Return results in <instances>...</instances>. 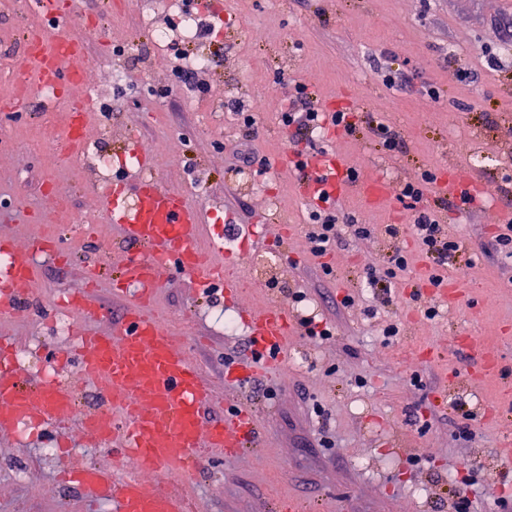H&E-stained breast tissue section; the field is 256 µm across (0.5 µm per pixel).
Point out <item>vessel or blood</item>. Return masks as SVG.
Listing matches in <instances>:
<instances>
[{
    "mask_svg": "<svg viewBox=\"0 0 512 512\" xmlns=\"http://www.w3.org/2000/svg\"><path fill=\"white\" fill-rule=\"evenodd\" d=\"M33 11L62 32L40 61L42 85L59 90L83 83L73 63L82 45L67 32L61 0H34ZM314 176L303 187L308 201L317 189L335 192L340 164L335 157L317 155L310 160ZM102 208L121 237L137 245L124 260L122 280L114 293L126 303L124 317L111 333L99 332L90 321L100 308L85 290L67 300L83 321L71 355L79 373L96 384L112 409L88 416V433L118 448L120 457L133 458L136 469L122 473L85 467L74 481L91 496L112 504V512H191L188 498L170 491L147 490L142 472L163 470L183 476L198 465L199 451L217 448L228 454L248 447L259 426L251 409L237 408L230 419L203 425L202 414L214 395L201 371L179 349L172 322L154 312L151 300L160 288V274L170 268L193 271L201 287L243 293L232 263L200 264L194 241L201 213L185 194L163 187L155 177L140 180L133 192L117 181ZM36 268L18 255L12 238L0 235V321L20 315L17 302L34 288ZM257 353L279 357L286 339L298 329L296 317L281 304H271L250 315L244 324ZM75 404L72 388L48 381L21 390L11 351L0 344V429L22 423L57 427L64 424Z\"/></svg>",
    "mask_w": 512,
    "mask_h": 512,
    "instance_id": "obj_1",
    "label": "vessel or blood"
}]
</instances>
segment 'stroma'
<instances>
[{
  "mask_svg": "<svg viewBox=\"0 0 512 512\" xmlns=\"http://www.w3.org/2000/svg\"><path fill=\"white\" fill-rule=\"evenodd\" d=\"M68 2L72 27L100 32L84 43L87 149L73 157L63 134L71 101L45 102L27 47L30 15L16 0H0V98L20 80L31 90L22 111L0 107V233L23 247L42 232L39 223L9 220L21 205L61 224L75 213L98 226L93 235L66 237L68 261L34 254L39 281L27 316L0 322V339L23 359V386L53 374L87 411L105 406L76 367L54 359L68 344L56 301L92 266L98 326L111 329L123 316L112 283L126 245L99 208L96 159L107 153L113 177H122L134 141L149 147L157 180L201 209L196 244L212 260L221 254L212 250L214 227H228L224 251L236 255L246 285L241 296L210 297L196 290L193 273L166 271L155 296L156 310L179 328L180 347L224 395L205 420L244 404L261 429L258 447L236 456L206 450L202 469L179 485L194 512H454L465 461L479 468L473 512H512V502L497 504L512 494V461L500 456L512 445V258L493 246L512 218V0H221L213 35L162 45L157 32L179 19L170 0ZM178 49L205 58L195 73L205 93L175 86ZM389 73L398 83L386 84ZM299 84L316 109L353 112L359 126L351 135L329 131L314 146L354 173L337 189L336 207L370 233L347 236L320 258L309 252L312 207L278 120ZM231 102L255 110L254 140L243 138ZM372 120L399 135L401 151L382 148ZM244 152L254 157L245 168ZM479 156L489 162L477 168ZM427 170L438 185L428 198L449 201L439 217L461 245L448 264V277L461 285L450 305L423 279L433 262L415 245L399 199L402 186ZM464 171L476 175L470 188L479 203L470 208L454 205ZM372 180L385 182L388 196L370 202L358 193ZM251 224L267 230L239 253ZM387 224L400 226L399 237L384 233ZM398 247L412 254V268L390 293L369 288L368 272ZM326 265L332 274L323 273ZM273 280L278 288H270ZM294 290L305 303L293 302ZM275 301L327 322L332 334L289 337L281 363L239 387L225 372L253 356L242 320ZM430 307L438 311L432 320L424 315ZM390 323L400 332L388 341ZM480 349L495 353L496 371L482 370ZM466 409L475 415L469 439L458 435ZM55 445L59 453L46 456ZM114 463L111 446L76 427L52 436L0 430V512H91L82 491L58 474Z\"/></svg>",
  "mask_w": 512,
  "mask_h": 512,
  "instance_id": "35a3bbf8",
  "label": "stroma"
}]
</instances>
